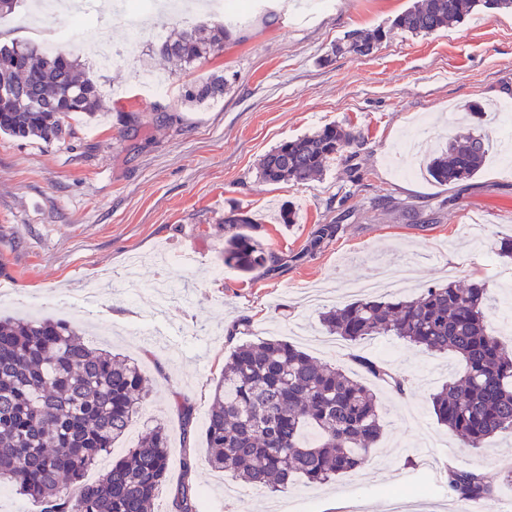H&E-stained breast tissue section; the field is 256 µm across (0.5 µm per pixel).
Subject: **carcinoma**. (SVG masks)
Masks as SVG:
<instances>
[{
	"instance_id": "obj_1",
	"label": "carcinoma",
	"mask_w": 512,
	"mask_h": 512,
	"mask_svg": "<svg viewBox=\"0 0 512 512\" xmlns=\"http://www.w3.org/2000/svg\"><path fill=\"white\" fill-rule=\"evenodd\" d=\"M512 12V0H415L392 22L411 34H433L477 6ZM235 26L199 23L177 30L158 44L167 59L194 65L224 51ZM385 30H350L332 48L336 55L367 56ZM20 57L22 66H0V133L61 143L73 137V121L95 114L96 85L82 77L64 53L46 54L13 43L0 46V63ZM228 80L211 73L188 86L189 107L224 99ZM154 119L141 113L120 117L126 131L163 126L168 108L157 104ZM359 131L328 124L271 149L259 163L269 183L305 184L327 163L350 161ZM490 150L481 132L448 139V150L428 164L439 184L475 177ZM224 265L243 275L269 269L272 255L254 235L248 211L224 214ZM490 289L482 280L468 287L430 286L413 298L367 295L321 315L324 329L357 345L373 336H398L432 352L452 353L462 373L433 397V412L465 448L480 449L512 431V352L489 328ZM352 360L368 378L404 391V378L379 360ZM145 378L139 364L85 344L64 319L0 318V484L9 483L41 506V512H153L167 476L165 427L146 428L137 445L93 483L85 473L110 452L142 417ZM382 434L380 403L358 379L279 339L242 343L230 352L216 382L205 444L210 466L253 489L281 492L302 478L327 483L365 466ZM448 490L487 503L484 477L449 468ZM174 512H202L198 489L185 464L172 496Z\"/></svg>"
}]
</instances>
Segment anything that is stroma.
Listing matches in <instances>:
<instances>
[{
  "label": "stroma",
  "mask_w": 512,
  "mask_h": 512,
  "mask_svg": "<svg viewBox=\"0 0 512 512\" xmlns=\"http://www.w3.org/2000/svg\"><path fill=\"white\" fill-rule=\"evenodd\" d=\"M311 14L298 5L254 12L224 51L187 67L154 57L153 37L126 62L98 68L90 56L79 66L101 92V108L77 127L74 139L44 144L0 135V316H69L85 341L135 359L147 378L145 411L168 432V484L155 512H171L172 488L183 458L203 512H226L224 474L211 469L205 423L214 384L232 348L276 338L316 359L356 372L352 350L386 361L409 379L404 394L384 386L383 431L363 470L324 484L297 480L282 492L240 486L252 512H385L389 495L425 497L432 512L459 504L444 480L446 468L480 473L498 501L512 499L502 475L512 467V436L488 440L485 450L443 453L453 440L432 409V397L460 370L458 358L433 354L396 336H375L351 348L320 324L322 312L354 301L352 281L392 275L409 267L422 288L484 280L491 292V330L512 349V259L499 256L512 238V166L490 151L485 167L452 185L434 182L426 169L400 174L391 147L425 122L457 116L459 132L490 133L501 124L497 106L512 101V13L480 8L446 29L413 35L392 20L413 0H334ZM34 0L0 17V43L42 45L47 32L88 36L89 28L64 13L28 24ZM387 28L371 55H333L351 29ZM147 71L164 75L169 90L151 95L138 81ZM221 72L231 86L223 100L185 109L186 84ZM170 109L159 128L121 137L118 111ZM351 124L365 143L357 161L359 182L347 163H331L304 185L264 182L260 158L286 140L329 123ZM292 206L297 222L277 220ZM241 207L260 226L258 235L277 269L245 276L224 264V214ZM350 217L329 242L306 246L320 224L342 211ZM193 252L196 267L176 272L174 300L159 303V270L152 258ZM141 257L139 289L123 284L132 257ZM93 288V308L78 302ZM40 298L30 308L31 298ZM152 324L157 344L135 329ZM192 407L184 430L177 404Z\"/></svg>",
  "instance_id": "35a3bbf8"
}]
</instances>
